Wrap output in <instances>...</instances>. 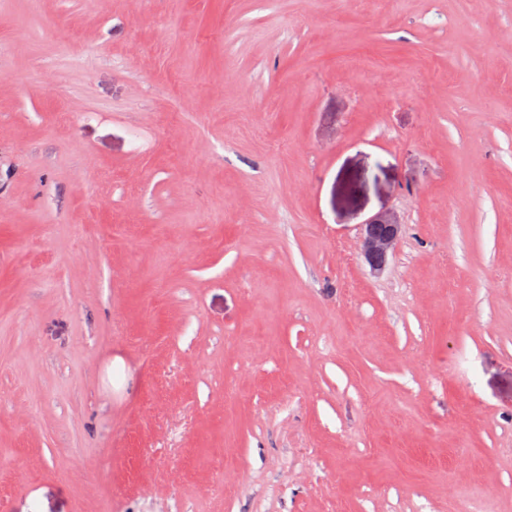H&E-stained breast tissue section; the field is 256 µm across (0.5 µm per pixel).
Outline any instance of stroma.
I'll use <instances>...</instances> for the list:
<instances>
[{
    "label": "stroma",
    "mask_w": 512,
    "mask_h": 512,
    "mask_svg": "<svg viewBox=\"0 0 512 512\" xmlns=\"http://www.w3.org/2000/svg\"><path fill=\"white\" fill-rule=\"evenodd\" d=\"M0 512H512V0H0ZM402 224L391 213L368 220L362 231V254L373 273L383 270L401 235Z\"/></svg>",
    "instance_id": "stroma-1"
}]
</instances>
